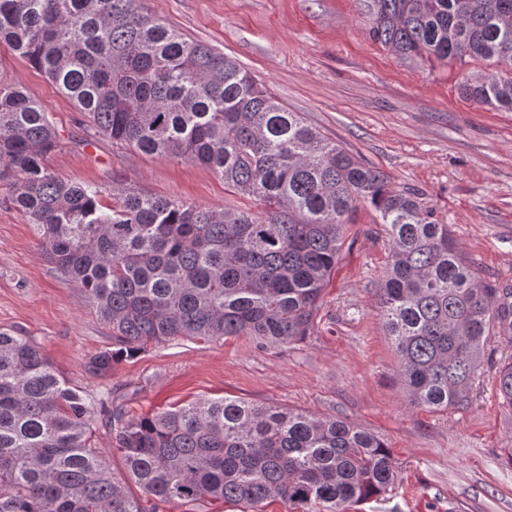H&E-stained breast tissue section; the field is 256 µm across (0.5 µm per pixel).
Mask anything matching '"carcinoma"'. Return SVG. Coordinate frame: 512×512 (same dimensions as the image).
<instances>
[{"instance_id":"obj_1","label":"carcinoma","mask_w":512,"mask_h":512,"mask_svg":"<svg viewBox=\"0 0 512 512\" xmlns=\"http://www.w3.org/2000/svg\"><path fill=\"white\" fill-rule=\"evenodd\" d=\"M143 0H0L8 43L86 112L96 131L149 155L189 159L259 212L117 187L112 201L52 172L47 106L0 82V181L41 254L77 284L120 348L112 362L177 337L246 336L281 350L310 335L359 202L380 217L390 259L377 290L409 404L463 409L494 330L512 343V289L478 279L424 193L329 141L235 59L188 40ZM370 37L412 61H479L460 93L512 112V0H372ZM512 414V359L496 372ZM102 418L150 506L128 495L91 445ZM395 483L382 438L348 419L227 398L130 417L82 395L36 341L0 330V512H157L203 498L260 512H344Z\"/></svg>"}]
</instances>
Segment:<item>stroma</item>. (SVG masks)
Returning a JSON list of instances; mask_svg holds the SVG:
<instances>
[{
	"label": "stroma",
	"instance_id": "obj_1",
	"mask_svg": "<svg viewBox=\"0 0 512 512\" xmlns=\"http://www.w3.org/2000/svg\"><path fill=\"white\" fill-rule=\"evenodd\" d=\"M186 38L238 59L289 111L397 188L424 192L484 283L512 288V112L464 98L484 64L400 58L369 35L370 0H145ZM0 80L46 104L58 133L47 166L59 177L185 202L256 209L189 161L118 148L39 70L0 43ZM350 236L321 296L315 327L287 349L244 337L176 338L88 372L112 332L42 257L32 226L0 181V329L34 338L71 385L111 394L132 417L227 397L354 421L388 445L397 480L345 512H512V415L499 404L497 367L512 344L489 336L484 371L465 409L408 404L377 307L388 243L377 213L358 203Z\"/></svg>",
	"mask_w": 512,
	"mask_h": 512
}]
</instances>
